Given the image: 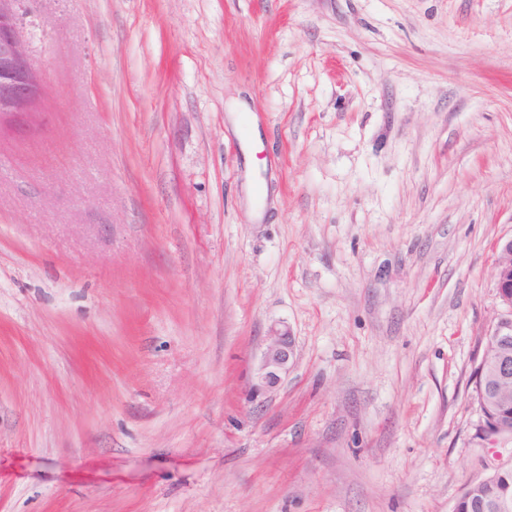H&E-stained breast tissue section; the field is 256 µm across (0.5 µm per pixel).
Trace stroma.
<instances>
[{"mask_svg": "<svg viewBox=\"0 0 512 512\" xmlns=\"http://www.w3.org/2000/svg\"><path fill=\"white\" fill-rule=\"evenodd\" d=\"M0 131V512H453L512 236V0H30ZM297 357L253 384L274 323ZM0 1V129L5 118L24 120L43 112L46 88L32 65L15 5Z\"/></svg>", "mask_w": 512, "mask_h": 512, "instance_id": "35a3bbf8", "label": "stroma"}]
</instances>
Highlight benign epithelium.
<instances>
[{"instance_id": "benign-epithelium-1", "label": "benign epithelium", "mask_w": 512, "mask_h": 512, "mask_svg": "<svg viewBox=\"0 0 512 512\" xmlns=\"http://www.w3.org/2000/svg\"><path fill=\"white\" fill-rule=\"evenodd\" d=\"M22 0H0V124L4 119L24 120L43 111L46 88L32 65L21 35L16 5ZM498 297L507 313L492 329L495 336L512 335V297L503 295V289L512 288V265L496 266ZM296 355L294 337L288 328L272 327L271 342L267 345L257 390L276 388L282 375L288 372ZM489 380L497 383L512 380V358L502 356L488 361Z\"/></svg>"}]
</instances>
